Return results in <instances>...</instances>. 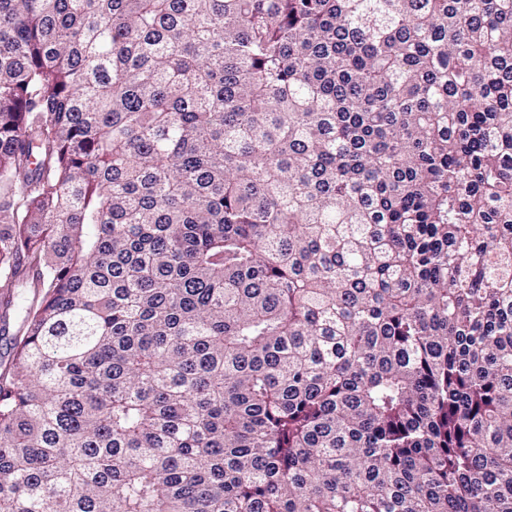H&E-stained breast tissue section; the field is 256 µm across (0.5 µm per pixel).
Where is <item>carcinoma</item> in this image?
Listing matches in <instances>:
<instances>
[{
	"label": "carcinoma",
	"instance_id": "cac0c4a2",
	"mask_svg": "<svg viewBox=\"0 0 512 512\" xmlns=\"http://www.w3.org/2000/svg\"><path fill=\"white\" fill-rule=\"evenodd\" d=\"M0 512H512V0H0ZM21 315V309H17L15 314L10 315L6 326L0 321V364H5L10 359L12 338L17 331Z\"/></svg>",
	"mask_w": 512,
	"mask_h": 512
}]
</instances>
